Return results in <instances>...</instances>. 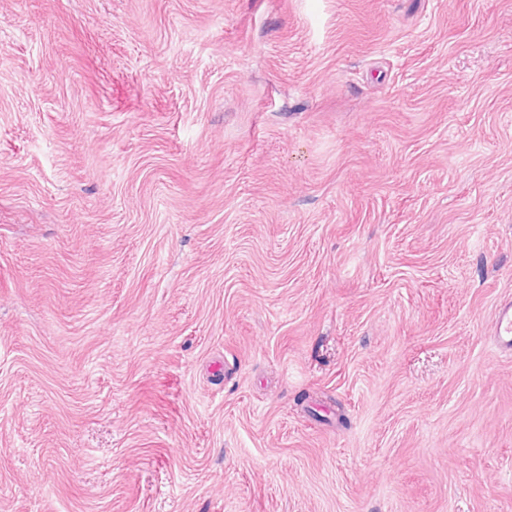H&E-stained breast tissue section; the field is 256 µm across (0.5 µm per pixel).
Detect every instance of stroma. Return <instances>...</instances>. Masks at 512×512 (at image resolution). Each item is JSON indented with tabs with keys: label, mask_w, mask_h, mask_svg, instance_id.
<instances>
[{
	"label": "stroma",
	"mask_w": 512,
	"mask_h": 512,
	"mask_svg": "<svg viewBox=\"0 0 512 512\" xmlns=\"http://www.w3.org/2000/svg\"><path fill=\"white\" fill-rule=\"evenodd\" d=\"M512 0H0V512H512ZM492 335L497 346L512 351V301L509 300L496 309Z\"/></svg>",
	"instance_id": "35a3bbf8"
}]
</instances>
